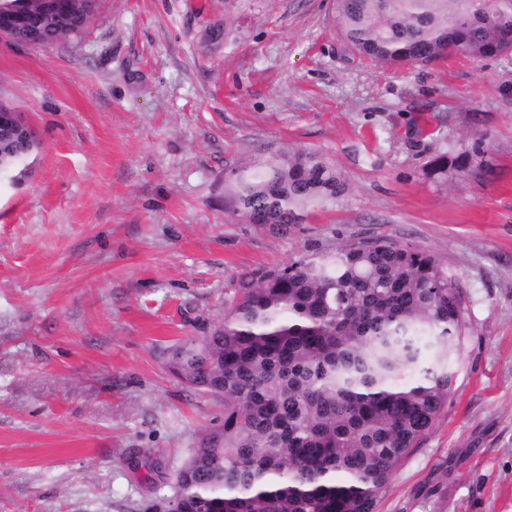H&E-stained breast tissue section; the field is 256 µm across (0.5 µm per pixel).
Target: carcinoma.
I'll use <instances>...</instances> for the list:
<instances>
[{
  "label": "carcinoma",
  "mask_w": 512,
  "mask_h": 512,
  "mask_svg": "<svg viewBox=\"0 0 512 512\" xmlns=\"http://www.w3.org/2000/svg\"><path fill=\"white\" fill-rule=\"evenodd\" d=\"M340 38L399 68L449 54H512V0H335ZM97 6L70 0L87 25ZM40 37L60 31L51 0H0ZM34 133L0 138V180L21 179ZM343 174L296 150L224 179V210L273 226L333 206ZM466 311L457 275L429 251L389 238L301 256L241 281L202 335L161 352L187 388L220 403L176 470L173 492L142 512H375L391 473L448 406L445 365Z\"/></svg>",
  "instance_id": "cac0c4a2"
}]
</instances>
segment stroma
<instances>
[{"instance_id":"stroma-1","label":"stroma","mask_w":512,"mask_h":512,"mask_svg":"<svg viewBox=\"0 0 512 512\" xmlns=\"http://www.w3.org/2000/svg\"><path fill=\"white\" fill-rule=\"evenodd\" d=\"M0 97L41 142L0 184V512L170 494L222 408L161 349L244 276L379 237L458 275L468 330L376 512H512V55L382 67L339 38L334 0H99L81 37L0 36ZM296 149L345 196L283 229L225 213L230 170Z\"/></svg>"}]
</instances>
